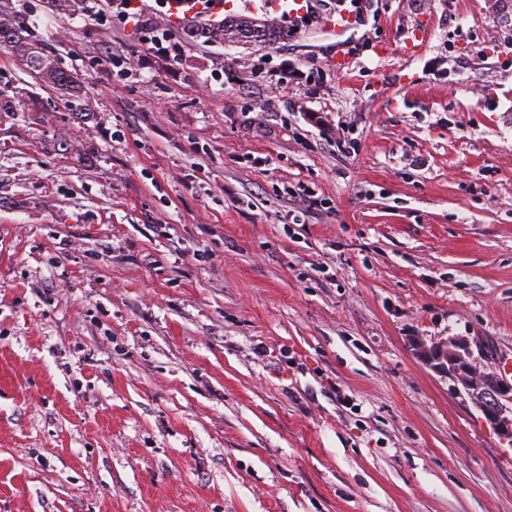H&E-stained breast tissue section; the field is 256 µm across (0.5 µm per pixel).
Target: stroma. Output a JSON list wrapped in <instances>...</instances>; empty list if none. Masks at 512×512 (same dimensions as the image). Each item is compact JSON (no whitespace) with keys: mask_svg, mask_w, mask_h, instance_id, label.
<instances>
[{"mask_svg":"<svg viewBox=\"0 0 512 512\" xmlns=\"http://www.w3.org/2000/svg\"><path fill=\"white\" fill-rule=\"evenodd\" d=\"M0 3L95 115L0 48V512H512L413 351L512 360V0H277L270 48Z\"/></svg>","mask_w":512,"mask_h":512,"instance_id":"35a3bbf8","label":"stroma"}]
</instances>
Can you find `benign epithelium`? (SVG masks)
<instances>
[{
	"label": "benign epithelium",
	"mask_w": 512,
	"mask_h": 512,
	"mask_svg": "<svg viewBox=\"0 0 512 512\" xmlns=\"http://www.w3.org/2000/svg\"><path fill=\"white\" fill-rule=\"evenodd\" d=\"M416 352L427 366L451 380L455 392L480 411L499 437L512 446V381L497 372L478 374L471 344L460 336L429 346L420 344Z\"/></svg>",
	"instance_id": "1"
}]
</instances>
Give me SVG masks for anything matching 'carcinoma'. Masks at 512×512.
Instances as JSON below:
<instances>
[{
    "label": "carcinoma",
    "instance_id": "carcinoma-1",
    "mask_svg": "<svg viewBox=\"0 0 512 512\" xmlns=\"http://www.w3.org/2000/svg\"><path fill=\"white\" fill-rule=\"evenodd\" d=\"M86 0H50L57 11L76 14L85 9ZM252 20L246 16L230 15L224 18V25L212 28L193 29L186 37L206 43L233 42L250 30ZM0 46L8 48L26 65L42 84L63 93L70 103L71 111L82 112L83 85L77 74L62 68L42 44L25 35L24 22L5 14L0 17Z\"/></svg>",
    "mask_w": 512,
    "mask_h": 512
}]
</instances>
